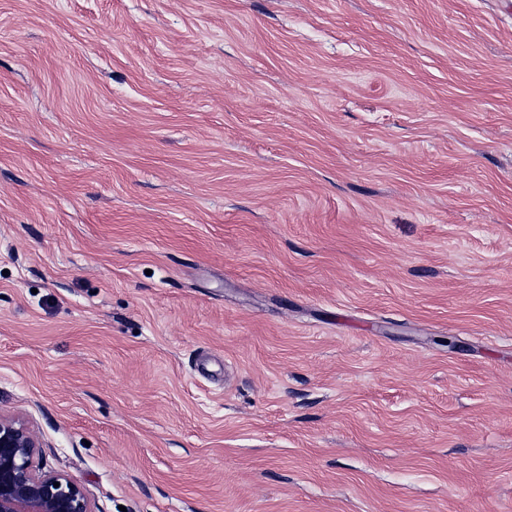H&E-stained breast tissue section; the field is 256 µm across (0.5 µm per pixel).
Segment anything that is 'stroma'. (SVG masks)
<instances>
[{"label": "stroma", "mask_w": 512, "mask_h": 512, "mask_svg": "<svg viewBox=\"0 0 512 512\" xmlns=\"http://www.w3.org/2000/svg\"><path fill=\"white\" fill-rule=\"evenodd\" d=\"M0 413L94 512H512V0H0Z\"/></svg>", "instance_id": "obj_1"}]
</instances>
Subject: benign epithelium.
Returning a JSON list of instances; mask_svg holds the SVG:
<instances>
[{"label": "benign epithelium", "instance_id": "obj_1", "mask_svg": "<svg viewBox=\"0 0 512 512\" xmlns=\"http://www.w3.org/2000/svg\"><path fill=\"white\" fill-rule=\"evenodd\" d=\"M39 447L25 421L0 414V512H92L78 482L41 470L36 462Z\"/></svg>", "mask_w": 512, "mask_h": 512}]
</instances>
